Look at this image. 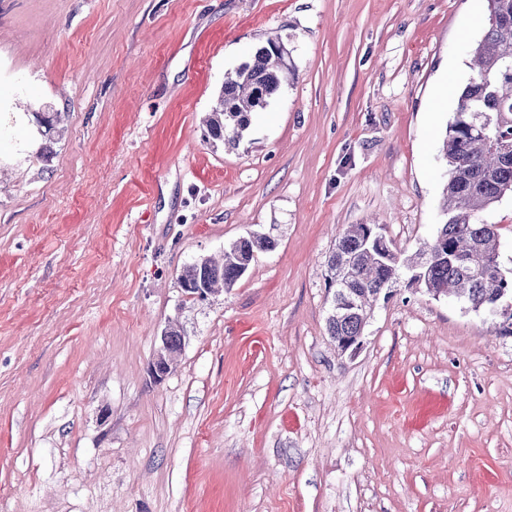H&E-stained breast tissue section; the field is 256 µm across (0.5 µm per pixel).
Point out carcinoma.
<instances>
[{
	"label": "carcinoma",
	"mask_w": 512,
	"mask_h": 512,
	"mask_svg": "<svg viewBox=\"0 0 512 512\" xmlns=\"http://www.w3.org/2000/svg\"><path fill=\"white\" fill-rule=\"evenodd\" d=\"M487 28L471 47L475 75L459 89L454 114L442 133L440 155L447 178L442 188L440 224L432 243L401 259L380 242L367 224H350L338 233L328 260L326 285L349 288L357 307L329 312L331 337L354 336L365 326L371 303L392 288L404 268L433 297L454 296L466 309L488 314L497 304L502 332L512 335V270L498 258L497 228L486 215L512 199V0H487ZM287 70L276 41L260 47L250 61L227 78L206 119L205 137L237 144L260 109L258 96L269 98ZM41 135L52 140L59 113L37 116ZM269 237L249 235L224 248L221 260H198L179 276L183 288L208 294L229 289L245 274L257 250H271Z\"/></svg>",
	"instance_id": "cac0c4a2"
}]
</instances>
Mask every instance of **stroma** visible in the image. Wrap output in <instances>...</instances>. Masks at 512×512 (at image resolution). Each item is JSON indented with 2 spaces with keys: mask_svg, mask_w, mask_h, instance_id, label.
I'll return each instance as SVG.
<instances>
[{
  "mask_svg": "<svg viewBox=\"0 0 512 512\" xmlns=\"http://www.w3.org/2000/svg\"><path fill=\"white\" fill-rule=\"evenodd\" d=\"M486 0H0L5 512H512V335L398 285L327 331L340 230L413 254ZM236 148L202 121L268 38ZM60 113L57 140L35 119ZM276 239L228 290L179 276ZM185 345L156 380L168 323Z\"/></svg>",
  "mask_w": 512,
  "mask_h": 512,
  "instance_id": "35a3bbf8",
  "label": "stroma"
}]
</instances>
